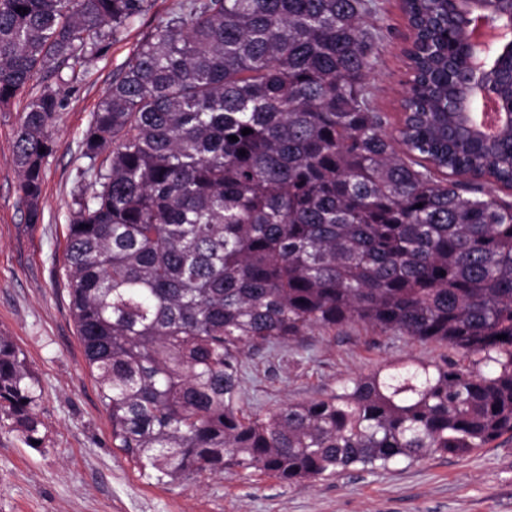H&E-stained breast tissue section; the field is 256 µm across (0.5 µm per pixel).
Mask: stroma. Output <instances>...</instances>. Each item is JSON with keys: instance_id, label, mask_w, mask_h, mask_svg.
<instances>
[{"instance_id": "obj_1", "label": "stroma", "mask_w": 512, "mask_h": 512, "mask_svg": "<svg viewBox=\"0 0 512 512\" xmlns=\"http://www.w3.org/2000/svg\"><path fill=\"white\" fill-rule=\"evenodd\" d=\"M180 0H154L99 55L55 84L60 117L44 163L41 219L28 223L12 162L14 129L23 106L47 81L35 78L0 107V332L10 336L38 386L37 441L0 429V512H512V437L471 455H430L388 466L350 470L289 485L261 472H206L155 484L112 445L76 326L64 276V254L79 173L88 161L82 139L115 74ZM388 29L382 61L371 76L375 103L398 123L410 78L404 50L410 32L400 0H376ZM466 364L437 343L382 333L361 324L313 328L300 339L250 352L238 399L248 413L304 402L342 381L400 360L441 358Z\"/></svg>"}]
</instances>
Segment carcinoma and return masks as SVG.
<instances>
[{"mask_svg": "<svg viewBox=\"0 0 512 512\" xmlns=\"http://www.w3.org/2000/svg\"><path fill=\"white\" fill-rule=\"evenodd\" d=\"M151 7L0 0V106ZM402 11L418 48L394 135L370 84L385 37L373 0H182L112 77L82 141L65 271L112 445L141 473L294 484L512 434V201L498 194L512 132L451 134L456 0ZM511 65L512 43L482 74L507 102ZM59 112L47 86L14 131L32 224ZM350 323L475 360L397 362L316 400L237 407L246 352ZM38 399L0 335V428L32 442Z\"/></svg>", "mask_w": 512, "mask_h": 512, "instance_id": "1", "label": "carcinoma"}]
</instances>
